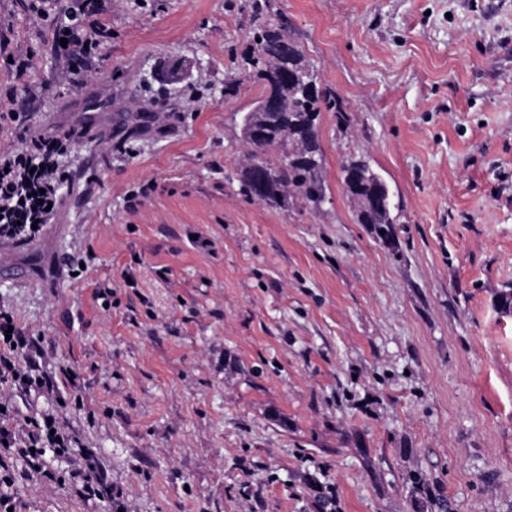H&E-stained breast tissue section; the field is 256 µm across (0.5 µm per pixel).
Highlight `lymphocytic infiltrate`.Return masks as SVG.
Returning a JSON list of instances; mask_svg holds the SVG:
<instances>
[{"label":"lymphocytic infiltrate","mask_w":512,"mask_h":512,"mask_svg":"<svg viewBox=\"0 0 512 512\" xmlns=\"http://www.w3.org/2000/svg\"><path fill=\"white\" fill-rule=\"evenodd\" d=\"M58 0H24L36 20L48 23L54 52L64 63L71 83L83 86L92 78L89 64L98 49L112 37L102 20L110 0H69L58 9ZM83 128L73 125L25 138L17 149H0V242L25 243L37 237L52 223L59 209L64 174L60 161L82 137ZM14 318L0 305V384L24 393H40L52 388L19 332L13 331ZM0 441L6 453L0 455V512L14 502L7 491L15 472L7 456L21 457L29 469L41 467L46 448L69 452L75 439L47 418H17L13 405L0 411Z\"/></svg>","instance_id":"obj_1"}]
</instances>
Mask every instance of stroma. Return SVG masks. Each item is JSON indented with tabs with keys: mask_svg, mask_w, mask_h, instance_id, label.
<instances>
[{
	"mask_svg": "<svg viewBox=\"0 0 512 512\" xmlns=\"http://www.w3.org/2000/svg\"><path fill=\"white\" fill-rule=\"evenodd\" d=\"M262 19L342 105L319 117L317 210L240 191ZM105 21L78 87L50 29L0 0L37 93L8 102L0 61V113L45 130L108 100L54 223L0 244V302L59 387L17 411L79 429L122 512H512V0H112ZM359 158L394 194L392 240L344 191ZM45 459L16 512H103Z\"/></svg>",
	"mask_w": 512,
	"mask_h": 512,
	"instance_id": "35a3bbf8",
	"label": "stroma"
}]
</instances>
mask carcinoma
<instances>
[{
	"label": "carcinoma",
	"mask_w": 512,
	"mask_h": 512,
	"mask_svg": "<svg viewBox=\"0 0 512 512\" xmlns=\"http://www.w3.org/2000/svg\"><path fill=\"white\" fill-rule=\"evenodd\" d=\"M254 37L257 41L243 56L245 70L262 85V91L282 95L284 104L280 115L272 119L268 134L251 144L252 159L266 165L268 161L262 156L266 154L268 144L288 147V156L281 155L273 163V176L266 184L263 200L278 202L295 194L316 207L318 196L323 193L318 119L324 107H334L338 113L343 109L319 86L315 67L306 60L302 48L294 42L284 46L288 35L282 22L258 24ZM355 164L367 171V177L360 184L362 191L376 192L381 198L380 208L358 219V223L371 225L377 237L386 240L394 233L396 224L395 205L389 188L366 162L351 160L342 167L345 192L351 191L352 181L347 173Z\"/></svg>",
	"instance_id": "carcinoma-1"
}]
</instances>
